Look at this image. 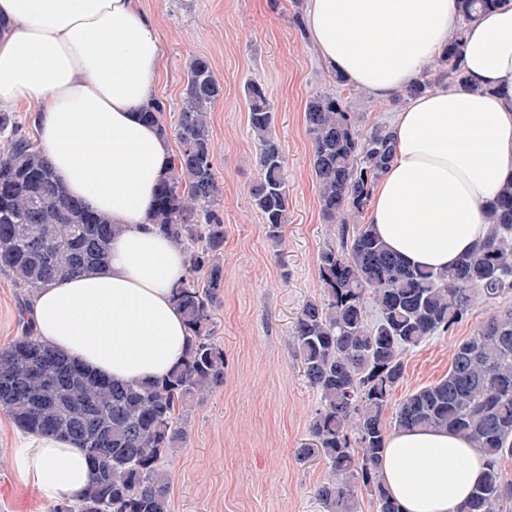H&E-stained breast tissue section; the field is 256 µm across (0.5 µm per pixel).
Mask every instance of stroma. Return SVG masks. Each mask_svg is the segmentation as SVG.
<instances>
[{
    "instance_id": "stroma-1",
    "label": "stroma",
    "mask_w": 512,
    "mask_h": 512,
    "mask_svg": "<svg viewBox=\"0 0 512 512\" xmlns=\"http://www.w3.org/2000/svg\"><path fill=\"white\" fill-rule=\"evenodd\" d=\"M156 25L164 57L152 94L174 123L186 65L206 57L224 87L210 112L215 173L223 187L224 288L212 310V338L224 350V384L204 395L184 422L186 445L168 459L171 512H320L316 487L325 458L298 457L310 443L319 397L307 382L292 329L320 293L318 257L336 230L320 213L312 147L304 118L310 98L333 92L355 102L363 128L387 121L398 102L377 103L337 81L315 56L293 16L294 0H141ZM259 81L275 107L285 156L289 221L270 240L249 189L257 177L245 85ZM23 291L0 272V348L22 334ZM492 310L473 305L468 320L405 352L396 403L445 378L455 346ZM12 418L0 410V512H51L13 464Z\"/></svg>"
}]
</instances>
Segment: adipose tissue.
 <instances>
[{
  "instance_id": "adipose-tissue-1",
  "label": "adipose tissue",
  "mask_w": 512,
  "mask_h": 512,
  "mask_svg": "<svg viewBox=\"0 0 512 512\" xmlns=\"http://www.w3.org/2000/svg\"><path fill=\"white\" fill-rule=\"evenodd\" d=\"M458 22L453 0H306L320 59L378 102L442 56ZM161 60L140 0H0V105L33 107L56 177L122 227L105 267L38 288L27 319L44 344L123 383L166 375L189 344L173 299L184 254L149 223L172 165L168 141L140 117ZM459 65L477 91L438 84L394 112L392 159L368 206L393 254L435 271L486 238L482 208L512 176V0L467 26ZM16 448L20 477L46 500L94 480L74 440L28 434ZM485 469L462 436L398 429L379 475L402 512H456Z\"/></svg>"
}]
</instances>
